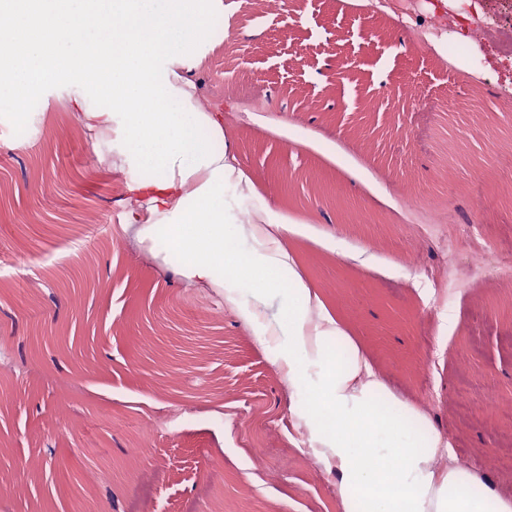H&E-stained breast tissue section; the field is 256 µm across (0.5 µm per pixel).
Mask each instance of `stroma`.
I'll return each mask as SVG.
<instances>
[{
    "label": "stroma",
    "instance_id": "stroma-1",
    "mask_svg": "<svg viewBox=\"0 0 512 512\" xmlns=\"http://www.w3.org/2000/svg\"><path fill=\"white\" fill-rule=\"evenodd\" d=\"M223 0L182 73L223 117L267 240L374 377L512 499V0ZM487 28L462 43L455 23ZM433 30L436 49L418 36ZM57 82L0 111V512H343L340 474L295 438L299 397L238 305L166 263L128 171L98 163ZM459 231L455 251L441 243ZM456 281L438 298L434 279ZM475 393L460 408L458 387Z\"/></svg>",
    "mask_w": 512,
    "mask_h": 512
}]
</instances>
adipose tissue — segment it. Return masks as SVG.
<instances>
[{"label":"adipose tissue","instance_id":"adipose-tissue-1","mask_svg":"<svg viewBox=\"0 0 512 512\" xmlns=\"http://www.w3.org/2000/svg\"><path fill=\"white\" fill-rule=\"evenodd\" d=\"M222 0H0L12 23L0 38V110L62 79L79 87L72 109L97 136L114 135L129 168L128 195L146 214L129 212L139 234L184 276L224 290L259 339L270 335L245 298L283 289L288 346L269 357L300 395L298 415L324 462L341 473L344 512H512L474 472L436 470L442 438L430 422L374 379L349 336L327 315L313 320L311 294L280 253L257 248L233 256L237 238L257 223L287 229L264 203L239 219L224 200L243 174L224 146L218 117L197 103L181 72L205 41L224 35ZM123 27H114L115 18Z\"/></svg>","mask_w":512,"mask_h":512}]
</instances>
